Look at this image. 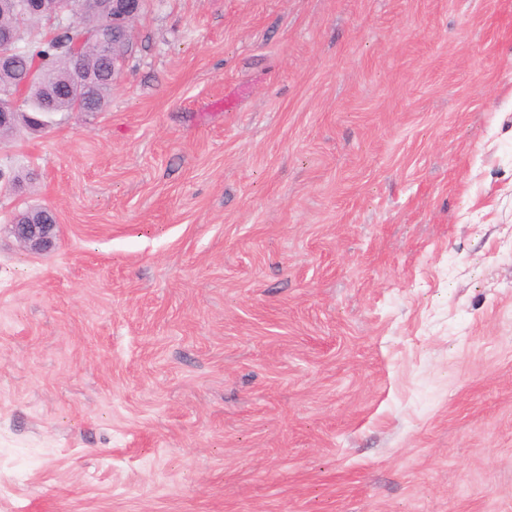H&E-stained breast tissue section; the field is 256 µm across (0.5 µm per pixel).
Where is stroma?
I'll use <instances>...</instances> for the list:
<instances>
[{"mask_svg": "<svg viewBox=\"0 0 512 512\" xmlns=\"http://www.w3.org/2000/svg\"><path fill=\"white\" fill-rule=\"evenodd\" d=\"M130 28L0 140V512H512V0ZM52 215L53 220L44 223L43 214L30 211L26 221H15L11 224L12 233L26 249L33 252L46 251L53 244L54 231L57 227L55 213Z\"/></svg>", "mask_w": 512, "mask_h": 512, "instance_id": "1", "label": "stroma"}]
</instances>
